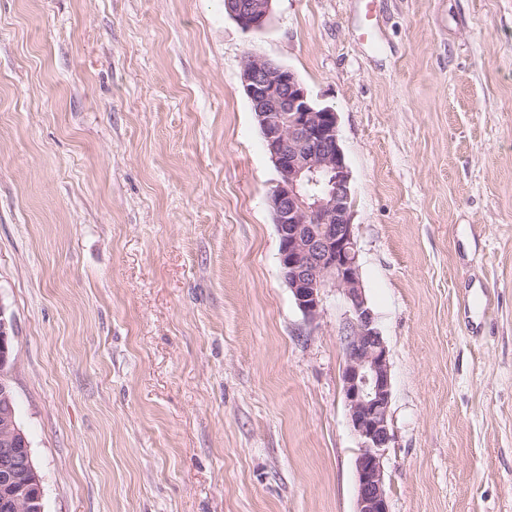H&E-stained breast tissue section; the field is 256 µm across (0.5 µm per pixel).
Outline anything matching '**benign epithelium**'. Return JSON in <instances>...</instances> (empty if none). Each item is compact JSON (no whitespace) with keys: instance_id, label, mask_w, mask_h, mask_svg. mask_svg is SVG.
Segmentation results:
<instances>
[{"instance_id":"7a95c632","label":"benign epithelium","mask_w":512,"mask_h":512,"mask_svg":"<svg viewBox=\"0 0 512 512\" xmlns=\"http://www.w3.org/2000/svg\"><path fill=\"white\" fill-rule=\"evenodd\" d=\"M273 2L225 0V7L244 31L256 32L267 26ZM240 80L280 174L268 204L283 279L311 321L320 316L328 288L336 289L346 305L342 380L358 440L355 512H390L383 466L393 440L390 353L362 286L352 176L340 145L338 114L314 107L296 74L271 59L252 56ZM15 369L12 321L0 305V512H43L42 477L13 408Z\"/></svg>"}]
</instances>
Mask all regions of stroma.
<instances>
[{
    "label": "stroma",
    "instance_id": "1",
    "mask_svg": "<svg viewBox=\"0 0 512 512\" xmlns=\"http://www.w3.org/2000/svg\"><path fill=\"white\" fill-rule=\"evenodd\" d=\"M339 116L390 512H512V0H0V305L44 512H354L344 302L279 265L248 56ZM224 2L232 18L246 32L263 30L273 13L274 0H224Z\"/></svg>",
    "mask_w": 512,
    "mask_h": 512
}]
</instances>
